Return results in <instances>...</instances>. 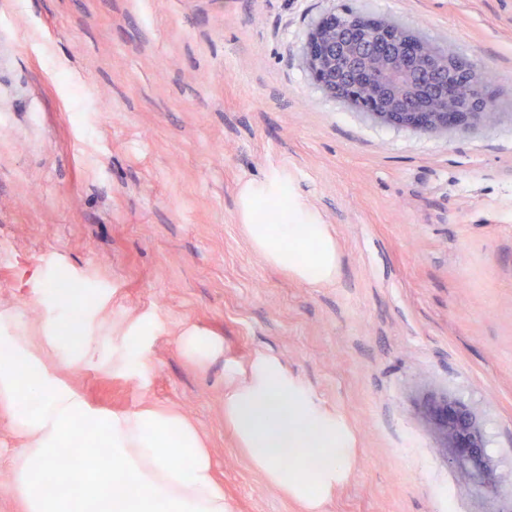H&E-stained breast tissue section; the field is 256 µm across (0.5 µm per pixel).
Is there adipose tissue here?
Segmentation results:
<instances>
[{
    "instance_id": "1",
    "label": "adipose tissue",
    "mask_w": 512,
    "mask_h": 512,
    "mask_svg": "<svg viewBox=\"0 0 512 512\" xmlns=\"http://www.w3.org/2000/svg\"><path fill=\"white\" fill-rule=\"evenodd\" d=\"M245 217L253 247L270 264L310 284L332 279L336 246L324 225L286 207L274 224L256 221L250 209ZM224 416L269 481L304 500L310 512L347 476L344 428L273 360H258L248 379L225 394Z\"/></svg>"
}]
</instances>
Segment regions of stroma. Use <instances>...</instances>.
Returning a JSON list of instances; mask_svg holds the SVG:
<instances>
[{
	"instance_id": "1",
	"label": "stroma",
	"mask_w": 512,
	"mask_h": 512,
	"mask_svg": "<svg viewBox=\"0 0 512 512\" xmlns=\"http://www.w3.org/2000/svg\"><path fill=\"white\" fill-rule=\"evenodd\" d=\"M332 8L486 69L496 122L396 129L326 94L303 49ZM272 175L333 279L253 248L242 190ZM66 284L92 310L80 362L44 342ZM0 312L92 406L184 416L232 512H308L224 417L259 355L351 436L318 512H512V0H0ZM441 392L477 408L503 496L458 482L420 413ZM20 445L1 416L0 512H22Z\"/></svg>"
}]
</instances>
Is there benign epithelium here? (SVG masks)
<instances>
[{"instance_id": "benign-epithelium-1", "label": "benign epithelium", "mask_w": 512, "mask_h": 512, "mask_svg": "<svg viewBox=\"0 0 512 512\" xmlns=\"http://www.w3.org/2000/svg\"><path fill=\"white\" fill-rule=\"evenodd\" d=\"M453 60L384 19L366 20L352 12L341 21L334 9L304 47L305 65L327 94L381 124L424 133L458 132L495 120L496 113L479 98L461 95L448 74ZM422 415L461 484L479 495L500 496L476 410L442 393L426 398Z\"/></svg>"}]
</instances>
